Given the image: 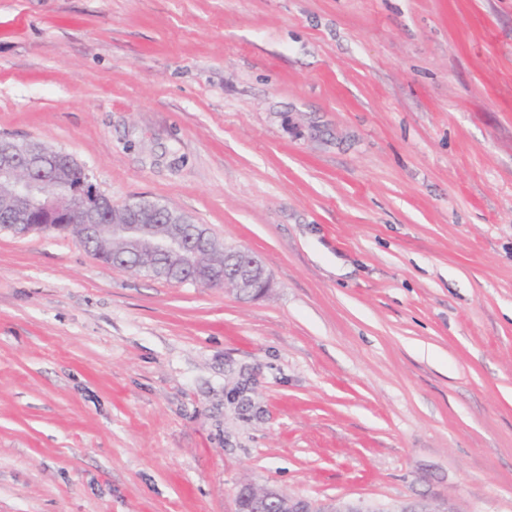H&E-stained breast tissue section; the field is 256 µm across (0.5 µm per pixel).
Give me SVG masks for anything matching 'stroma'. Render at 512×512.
I'll use <instances>...</instances> for the list:
<instances>
[{"label": "stroma", "instance_id": "obj_1", "mask_svg": "<svg viewBox=\"0 0 512 512\" xmlns=\"http://www.w3.org/2000/svg\"><path fill=\"white\" fill-rule=\"evenodd\" d=\"M0 136L270 276L0 233V512H512V0H0ZM241 251L234 247L224 246L209 232L207 233L205 241L199 251L198 263L201 268L200 274L197 279L190 284L201 286H215L214 283H221L223 281V273H211V282L209 273L215 268L222 267L228 264V260L232 252ZM242 262H244L246 268L252 269L251 276L249 278L247 275L243 276L242 274H236V272L241 269L239 266L232 265L226 268V274L228 272L235 275L239 289L238 295L240 294L241 296L243 294L242 289L245 290V295L243 297H251L261 292L263 289L268 288L269 284L262 283V288L260 290L255 292L252 289L255 288V280L262 279L265 276V270L263 268L262 262L258 258L251 255H246ZM271 498L279 501L280 512H455L450 507L444 510H431L417 500L400 502L391 506L374 503L364 499L333 500L330 502H315L304 497L288 495L282 497L276 489L269 492ZM269 499L264 512H279L277 501Z\"/></svg>", "mask_w": 512, "mask_h": 512}]
</instances>
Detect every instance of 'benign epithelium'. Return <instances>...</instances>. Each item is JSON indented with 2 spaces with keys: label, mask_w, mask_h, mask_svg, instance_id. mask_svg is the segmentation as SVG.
I'll return each mask as SVG.
<instances>
[{
  "label": "benign epithelium",
  "mask_w": 512,
  "mask_h": 512,
  "mask_svg": "<svg viewBox=\"0 0 512 512\" xmlns=\"http://www.w3.org/2000/svg\"><path fill=\"white\" fill-rule=\"evenodd\" d=\"M44 183L35 161L25 163L11 151L0 153V191L7 194V207L17 221L14 228L21 230V235L42 229L68 231L76 222L81 230L80 239L86 244L95 241L101 229H106L123 244L124 254L120 258L127 254L137 257L138 270L150 269L153 259L159 256L184 269H194L197 251L182 230L159 233L155 225L142 221L131 206L122 209L119 215L113 214L116 206L112 199L89 183L87 176L71 185L61 181L65 189L53 196L46 195ZM109 217L110 224L106 223ZM244 264L251 269L249 277L239 274L240 267L235 265L226 268V272L234 274L238 289L251 297L256 295L255 280L263 278L265 270L262 262L251 255L244 257ZM269 496L279 501L280 512H432L417 500L391 506L364 499L315 502L304 497H283L275 489Z\"/></svg>",
  "instance_id": "benign-epithelium-1"
}]
</instances>
